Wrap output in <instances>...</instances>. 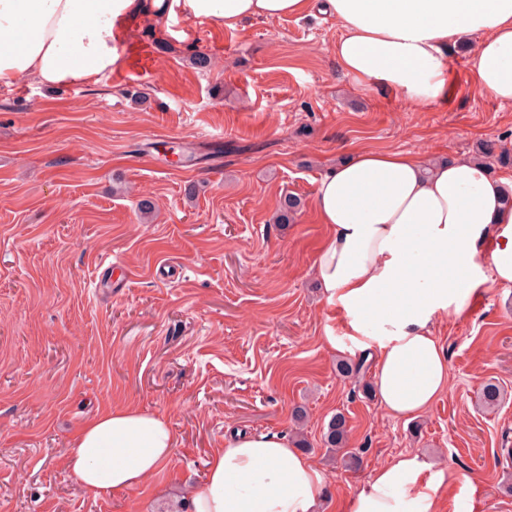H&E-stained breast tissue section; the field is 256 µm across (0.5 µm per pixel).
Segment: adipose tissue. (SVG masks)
Here are the masks:
<instances>
[{
    "instance_id": "obj_1",
    "label": "adipose tissue",
    "mask_w": 512,
    "mask_h": 512,
    "mask_svg": "<svg viewBox=\"0 0 512 512\" xmlns=\"http://www.w3.org/2000/svg\"><path fill=\"white\" fill-rule=\"evenodd\" d=\"M341 29L337 67L362 89L381 87L424 107L448 96V50L476 43V87L512 103V0H326ZM317 0H0V86L93 84L110 72L122 20L162 10L234 29L255 18L310 15ZM512 178L467 157L428 160L357 149L319 179L314 208L326 235L314 271L347 334L372 364L392 416L424 413L448 386L434 321L461 313L480 282L512 286ZM162 415L115 408L86 423L67 466L93 497L137 487L170 460ZM457 471L418 453L377 467L347 512H438ZM325 478L277 435L235 433L207 460L188 512H318Z\"/></svg>"
}]
</instances>
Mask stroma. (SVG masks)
<instances>
[{
    "label": "stroma",
    "instance_id": "1",
    "mask_svg": "<svg viewBox=\"0 0 512 512\" xmlns=\"http://www.w3.org/2000/svg\"><path fill=\"white\" fill-rule=\"evenodd\" d=\"M339 35L323 15L231 30L145 14L121 40L151 44L148 70L121 57L94 85L0 86V512H169L238 431L303 435L325 476L320 512H343L374 468L410 451L461 474L439 512H512V287L486 282L436 320L449 385L404 419L365 397L371 367L338 373L360 351L313 269L327 169L355 148L512 151V104L476 88L465 43L446 102L417 110L358 90L336 67ZM192 43L209 70L191 64ZM289 193L301 208L275 223ZM145 197L156 209L143 219ZM490 381L504 395L489 413ZM114 408L166 416L175 448L137 488L94 499L65 455ZM339 412L348 445L331 450L323 431Z\"/></svg>",
    "mask_w": 512,
    "mask_h": 512
}]
</instances>
